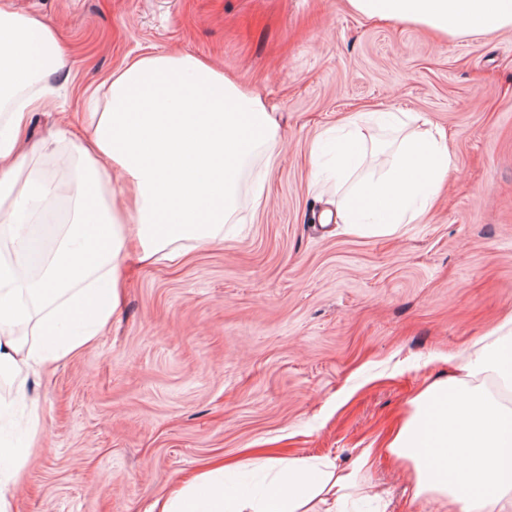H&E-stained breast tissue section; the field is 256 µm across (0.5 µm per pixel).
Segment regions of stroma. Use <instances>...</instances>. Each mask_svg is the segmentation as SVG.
<instances>
[{"label": "stroma", "instance_id": "35a3bbf8", "mask_svg": "<svg viewBox=\"0 0 512 512\" xmlns=\"http://www.w3.org/2000/svg\"><path fill=\"white\" fill-rule=\"evenodd\" d=\"M69 45L34 113L39 169L76 165L52 143L81 133L85 94L150 50L223 67L275 112L280 158L246 164L239 223L177 266L133 265L118 321L8 392L30 439L12 512H147L182 478L266 457L349 466L383 447L407 400L512 312V28L443 40L368 20L347 0H12ZM412 112L441 128L451 170L431 209L394 235L320 221L315 139L358 112ZM353 180L383 177L404 133L366 126Z\"/></svg>", "mask_w": 512, "mask_h": 512}]
</instances>
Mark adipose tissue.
<instances>
[{
    "mask_svg": "<svg viewBox=\"0 0 512 512\" xmlns=\"http://www.w3.org/2000/svg\"><path fill=\"white\" fill-rule=\"evenodd\" d=\"M368 19L407 23L442 38L512 27V0H348ZM57 30L0 5V237L16 244L0 256V378L39 376L90 344L117 313L128 245L139 258L175 260L179 242L223 239L236 210L246 161L262 152L279 160V127L262 101L223 70L188 53H149L106 80L86 115L88 138L69 140L77 175L66 183L16 154L29 115L47 106L34 86L64 70ZM362 114L348 118L336 145V180L345 182L365 149ZM450 170L445 136L410 135L387 175L365 180L336 200L346 233L390 236L418 223ZM67 195L73 218L44 245L23 228L37 204ZM36 321L39 340L15 336ZM381 448H365L347 468L291 459L276 463L269 485L229 490L224 465L190 476L150 512H345L352 490L377 459L406 474L410 499L435 512H512V313L460 356L452 372L424 385ZM26 449L0 439V512H11L12 487Z\"/></svg>",
    "mask_w": 512,
    "mask_h": 512,
    "instance_id": "adipose-tissue-1",
    "label": "adipose tissue"
}]
</instances>
